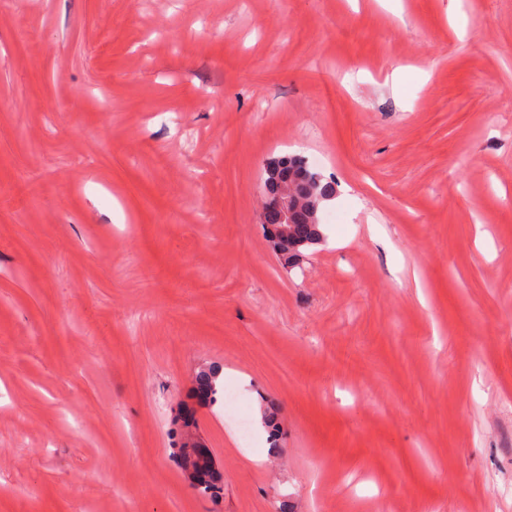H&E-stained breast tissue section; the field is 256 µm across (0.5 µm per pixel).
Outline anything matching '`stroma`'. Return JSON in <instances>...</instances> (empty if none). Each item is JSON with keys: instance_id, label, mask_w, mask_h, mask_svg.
<instances>
[{"instance_id": "35a3bbf8", "label": "stroma", "mask_w": 512, "mask_h": 512, "mask_svg": "<svg viewBox=\"0 0 512 512\" xmlns=\"http://www.w3.org/2000/svg\"><path fill=\"white\" fill-rule=\"evenodd\" d=\"M0 512H512V0H0ZM265 174L264 187L267 196H272L277 192L280 181L291 178L298 181L302 193L300 197L307 201L300 222L294 224L296 236L289 243L288 224H293L297 210L296 199L288 187H284L276 194L272 202V208L277 212L280 224L283 225L280 227L282 243L288 244V250L277 256L283 265L294 267L299 265L305 257V250L322 242L323 235L318 217L319 208L323 201L336 196L337 185L334 181H327L320 173L312 171L306 161L298 156H284L270 161ZM309 192H313V194H306ZM307 213L312 216L315 214V218L310 219Z\"/></svg>"}]
</instances>
